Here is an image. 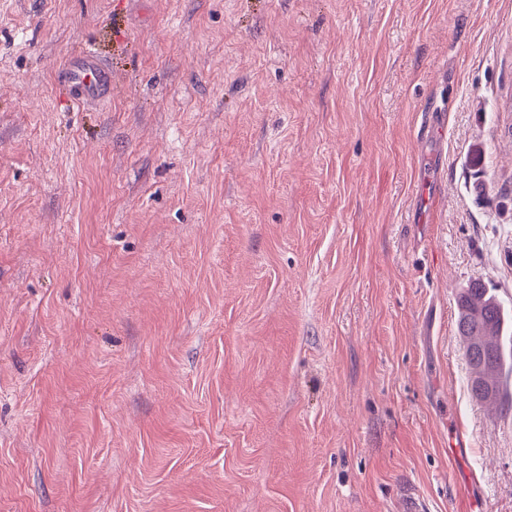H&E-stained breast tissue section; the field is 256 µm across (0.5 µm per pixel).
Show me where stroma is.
Listing matches in <instances>:
<instances>
[{
  "mask_svg": "<svg viewBox=\"0 0 512 512\" xmlns=\"http://www.w3.org/2000/svg\"><path fill=\"white\" fill-rule=\"evenodd\" d=\"M474 280L512 0H0V512H512ZM71 99L76 107L104 99L112 87V71L97 57L92 49L72 58L62 73ZM455 302L457 331L473 374L471 394L479 401L505 405L500 374L512 365V346L510 349L503 343L509 327L512 329V313L498 295L479 282L461 288Z\"/></svg>",
  "mask_w": 512,
  "mask_h": 512,
  "instance_id": "1",
  "label": "stroma"
}]
</instances>
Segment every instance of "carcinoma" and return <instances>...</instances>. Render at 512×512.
I'll return each mask as SVG.
<instances>
[{
    "label": "carcinoma",
    "mask_w": 512,
    "mask_h": 512,
    "mask_svg": "<svg viewBox=\"0 0 512 512\" xmlns=\"http://www.w3.org/2000/svg\"><path fill=\"white\" fill-rule=\"evenodd\" d=\"M457 331L472 369L470 390L479 401H502L500 374L512 364V348L503 337L512 328V313L498 295L479 282L459 290L455 298Z\"/></svg>",
    "instance_id": "cac0c4a2"
}]
</instances>
